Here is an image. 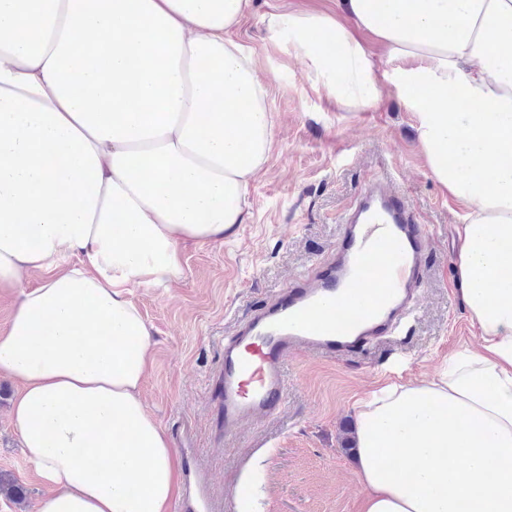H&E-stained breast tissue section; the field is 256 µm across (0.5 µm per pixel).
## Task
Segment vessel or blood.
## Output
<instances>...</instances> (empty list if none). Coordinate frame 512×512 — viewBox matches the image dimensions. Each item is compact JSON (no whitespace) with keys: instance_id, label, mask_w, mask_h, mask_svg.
I'll return each mask as SVG.
<instances>
[{"instance_id":"b4317fda","label":"vessel or blood","mask_w":512,"mask_h":512,"mask_svg":"<svg viewBox=\"0 0 512 512\" xmlns=\"http://www.w3.org/2000/svg\"><path fill=\"white\" fill-rule=\"evenodd\" d=\"M429 256V239L408 198L382 180L369 183L341 228L332 258L312 278L289 284L225 339L217 375L225 436L280 410L289 356L316 351L333 358L389 335L410 312ZM176 510L217 512L202 486Z\"/></svg>"}]
</instances>
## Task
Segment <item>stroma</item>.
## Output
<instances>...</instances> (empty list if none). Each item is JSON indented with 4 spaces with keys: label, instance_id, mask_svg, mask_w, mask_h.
Listing matches in <instances>:
<instances>
[{
    "label": "stroma",
    "instance_id": "35a3bbf8",
    "mask_svg": "<svg viewBox=\"0 0 512 512\" xmlns=\"http://www.w3.org/2000/svg\"><path fill=\"white\" fill-rule=\"evenodd\" d=\"M288 10L339 13L336 0H256L255 16L237 29L269 80L275 144L249 188L244 224L188 248L184 276L169 290L134 289L152 333L142 396L172 447L196 448L223 512H235L237 477L263 448V512H360L363 486L345 444L359 402L434 375L449 354L476 342L454 285L461 208L431 177L414 117L393 88L377 108L342 109L311 87L299 61L271 48L260 17ZM374 178L407 196L434 248L411 314L356 354L288 358L281 411L225 439L214 392L225 336L334 248L346 209ZM19 390L0 381V472L28 494L18 505L0 497V512H35L45 492L8 419Z\"/></svg>",
    "mask_w": 512,
    "mask_h": 512
}]
</instances>
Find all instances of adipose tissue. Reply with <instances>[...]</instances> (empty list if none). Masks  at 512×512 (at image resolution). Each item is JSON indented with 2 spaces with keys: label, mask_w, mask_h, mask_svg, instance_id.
Segmentation results:
<instances>
[{
  "label": "adipose tissue",
  "mask_w": 512,
  "mask_h": 512,
  "mask_svg": "<svg viewBox=\"0 0 512 512\" xmlns=\"http://www.w3.org/2000/svg\"><path fill=\"white\" fill-rule=\"evenodd\" d=\"M270 12L272 43L337 105L392 85L461 205L456 291L477 347L358 408L363 512H512V0H339ZM254 0H0V376L46 490L36 512H168L172 448L142 399L188 246L233 234L275 142L269 86L230 35ZM384 46L392 71L360 40ZM41 271L38 287L23 274Z\"/></svg>",
  "instance_id": "1"
}]
</instances>
